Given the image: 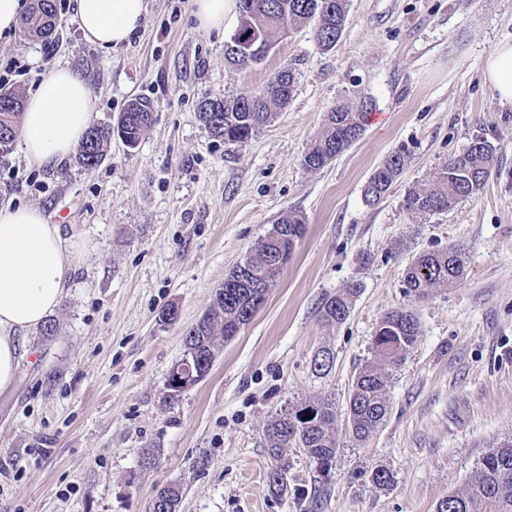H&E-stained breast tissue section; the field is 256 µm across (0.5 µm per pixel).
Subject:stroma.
<instances>
[{"label":"stroma","mask_w":512,"mask_h":512,"mask_svg":"<svg viewBox=\"0 0 512 512\" xmlns=\"http://www.w3.org/2000/svg\"><path fill=\"white\" fill-rule=\"evenodd\" d=\"M193 11V0H146L141 28L109 52L70 10L52 44L0 36V70L30 64L10 83L21 95L48 65L83 78L95 123L116 124L138 97L154 104L139 145L113 138L90 172L71 157L45 168L20 145L0 150V205L36 206L89 246L48 318L53 335L31 334L14 390L0 395V512H152L166 483L182 489L179 512H434L512 437V104L483 79L492 50L512 42V0H348L334 49L318 47L310 22L242 70L224 60L236 23L208 33ZM285 67L295 94L250 140L227 145L205 130L200 102L256 91ZM364 98L362 138L305 169L331 108ZM478 138L498 148L478 193L442 213L408 212V189ZM395 152L407 158L401 178L366 203L368 178ZM288 211L306 233L280 279L206 377L172 394L186 331ZM451 244L466 249L461 284L408 296L407 265ZM354 281L349 317L325 324L322 300ZM397 308L415 312L418 342L389 373L383 424L359 443L348 396L373 360L377 323ZM325 349L335 360L319 375ZM318 398L338 412L328 478L317 484L315 463L290 448L287 489L273 493L264 426ZM147 453L154 467H142ZM378 467L393 472L391 487L372 485Z\"/></svg>","instance_id":"35a3bbf8"}]
</instances>
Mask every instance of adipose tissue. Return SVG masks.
<instances>
[{
	"label": "adipose tissue",
	"instance_id": "1",
	"mask_svg": "<svg viewBox=\"0 0 512 512\" xmlns=\"http://www.w3.org/2000/svg\"><path fill=\"white\" fill-rule=\"evenodd\" d=\"M84 38L103 50L127 43L141 27L144 0H75ZM483 78L499 100L512 104V44L489 56ZM93 122L90 91L76 73L49 69L24 109L20 145L30 164L62 162ZM86 252L32 206L0 207V393L13 388L29 333L66 297Z\"/></svg>",
	"mask_w": 512,
	"mask_h": 512
}]
</instances>
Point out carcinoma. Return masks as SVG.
Listing matches in <instances>:
<instances>
[{
	"label": "carcinoma",
	"instance_id": "obj_1",
	"mask_svg": "<svg viewBox=\"0 0 512 512\" xmlns=\"http://www.w3.org/2000/svg\"><path fill=\"white\" fill-rule=\"evenodd\" d=\"M241 24L225 44L224 57L232 68H247L262 61L288 30L310 20L316 21L315 38L324 50L335 47L346 20L347 0H237ZM56 26L54 0H37L23 19V32L46 39ZM292 69L278 71L262 89L231 99L204 100L199 117L207 131L226 144L244 143L263 125L271 122L275 110L288 104L296 87ZM22 97L13 91L0 93V128L17 138L22 116ZM372 102H338L328 112L326 122L303 158L311 170L326 166V159L351 147L365 131L364 119ZM153 120V103L148 99L130 102L119 117L121 136L138 145ZM112 129L92 125L77 152V162L86 170L95 169L109 151ZM496 147L485 139L475 140L466 151L448 159L428 181L411 188L405 207L415 214L448 210L461 199L475 195L491 176ZM405 156L395 152L381 163L364 187L367 203L375 204L400 178ZM306 232L303 219L288 212L261 239L245 261L224 278L216 289L213 303L202 318L185 334V347L195 357L198 369L210 371L216 351L226 336L248 324L265 301L266 294L282 271L270 268L280 250L293 252ZM465 275L463 248L450 246L427 252L413 260L405 271L406 292L414 297L433 290L455 287ZM360 286L350 283L344 290L323 299L320 318L328 324L341 323L351 312ZM419 336L415 314L404 308L386 313L379 321L373 340L375 361L355 376L348 399L350 432L359 442L367 440L383 423L388 411L389 370L400 365L414 348ZM336 407L325 399H314L275 413L267 421L264 438L276 466L268 476L272 491L284 490L288 461L284 452L304 448L317 463L318 471H329L339 444L336 435ZM370 481L378 489L394 483L393 473L377 467ZM181 488L165 485L153 498V512H178ZM434 512H512V439H505L484 455L471 476L468 488L440 500Z\"/></svg>",
	"mask_w": 512,
	"mask_h": 512
}]
</instances>
